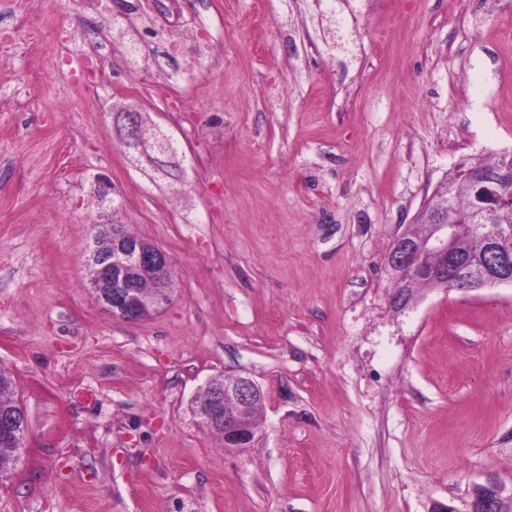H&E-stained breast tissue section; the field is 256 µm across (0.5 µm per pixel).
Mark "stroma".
<instances>
[{
	"instance_id": "stroma-1",
	"label": "stroma",
	"mask_w": 512,
	"mask_h": 512,
	"mask_svg": "<svg viewBox=\"0 0 512 512\" xmlns=\"http://www.w3.org/2000/svg\"><path fill=\"white\" fill-rule=\"evenodd\" d=\"M194 86L126 89L177 61L112 0L95 99L70 79L100 27L88 0H27L69 29L4 55L0 363L29 432L0 512H470L512 496V287L423 288L404 310L395 238L460 168L512 148V0H187ZM138 104L168 153L126 146ZM127 225L176 272L128 323L89 284L98 225ZM224 375L263 389L257 440L196 422ZM20 97L14 100V109L18 112H38L36 107L43 95V86L35 78L30 77L25 85V89L18 92ZM116 119L120 122V129L127 145L138 146L143 139V116L136 108L117 107ZM511 512L512 498L509 508H505L499 490L493 486H480L475 490L471 512Z\"/></svg>"
}]
</instances>
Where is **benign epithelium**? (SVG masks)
I'll use <instances>...</instances> for the list:
<instances>
[{"label": "benign epithelium", "instance_id": "benign-epithelium-1", "mask_svg": "<svg viewBox=\"0 0 512 512\" xmlns=\"http://www.w3.org/2000/svg\"><path fill=\"white\" fill-rule=\"evenodd\" d=\"M116 119L126 144L137 146L143 139V116L136 108H116ZM470 198V210L461 213L448 204V194H437L427 199L416 214V221L429 225L430 232L421 239L407 234L397 237L387 257V268L393 279L400 281L403 275L418 273V257L433 252L444 260V266L432 277L451 282L464 293L497 286L512 287V253L502 248L503 242L512 236V230L485 229L474 224V218H489L512 205V155L500 156L495 168L473 165L458 175ZM482 233L486 252L497 257L494 266L484 264L471 270L468 275L456 277V264L466 236ZM94 267L92 287L99 293L102 307L112 317L127 322L142 319V293L131 278V267L150 266L165 269L170 265L167 254L157 248H148L138 239H128L116 228L112 229V251L108 254L93 248L88 257ZM264 398L261 387L251 378L233 375L224 383V397L216 398L208 410L206 420L213 425L224 426V447L247 448L256 439L257 431L246 418L248 410ZM474 512H512V506H504L499 490L493 486H480L475 490L472 502Z\"/></svg>", "mask_w": 512, "mask_h": 512}]
</instances>
